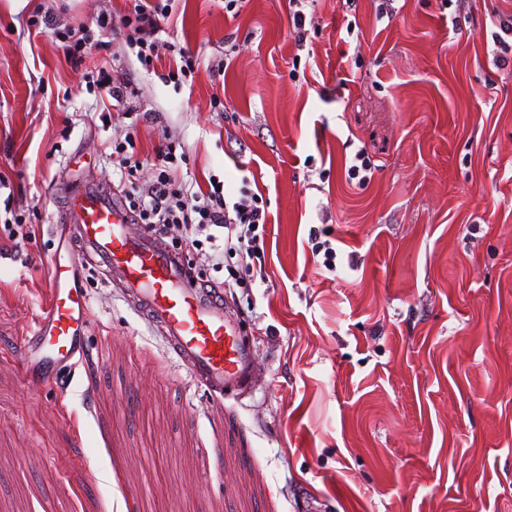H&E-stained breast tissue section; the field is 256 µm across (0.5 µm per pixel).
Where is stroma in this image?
<instances>
[{
	"label": "stroma",
	"instance_id": "1",
	"mask_svg": "<svg viewBox=\"0 0 512 512\" xmlns=\"http://www.w3.org/2000/svg\"><path fill=\"white\" fill-rule=\"evenodd\" d=\"M378 4L316 0L299 47L289 0H181L148 68L133 0H0V238L15 214L36 230L0 258V512H512V70L491 23L512 0ZM79 23L77 67L55 32ZM173 41L192 84L166 78ZM104 67L122 100L88 89ZM128 134L139 182L173 146L190 191L246 178L266 203L263 273L195 270L236 271L257 348L223 402L91 264L88 357L52 384L24 371L50 226L76 185L124 181ZM113 154H116V159L119 165L127 171L128 177H134L133 171H137L139 161L137 158L138 149L134 138L126 135L124 140H116L112 144ZM131 150V151H130Z\"/></svg>",
	"mask_w": 512,
	"mask_h": 512
}]
</instances>
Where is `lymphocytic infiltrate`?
I'll return each instance as SVG.
<instances>
[{"label":"lymphocytic infiltrate","mask_w":512,"mask_h":512,"mask_svg":"<svg viewBox=\"0 0 512 512\" xmlns=\"http://www.w3.org/2000/svg\"><path fill=\"white\" fill-rule=\"evenodd\" d=\"M174 2L134 0L124 18L126 27L137 35V56L144 66L153 63L156 47L152 36L170 18ZM158 160L152 181L141 185L133 182L123 188L137 222L162 233L181 230L185 241L200 249L201 261L212 268H222L228 253L238 255L243 266L253 267L262 253L258 229L268 222L262 195L245 183L236 196H228L223 181L215 178L209 179L205 189L189 191L178 181L180 164L175 152L164 151ZM206 243L211 246L207 252L202 249Z\"/></svg>","instance_id":"obj_1"}]
</instances>
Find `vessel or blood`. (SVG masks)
I'll return each mask as SVG.
<instances>
[{
	"instance_id": "1",
	"label": "vessel or blood",
	"mask_w": 512,
	"mask_h": 512,
	"mask_svg": "<svg viewBox=\"0 0 512 512\" xmlns=\"http://www.w3.org/2000/svg\"><path fill=\"white\" fill-rule=\"evenodd\" d=\"M56 229L64 253L52 266L47 309L23 339L26 371L69 370L84 356L90 298L82 270L92 263L123 289L212 399L253 385L256 347L225 307L223 288L199 285L180 254L153 231L138 230L116 191L75 193Z\"/></svg>"
}]
</instances>
